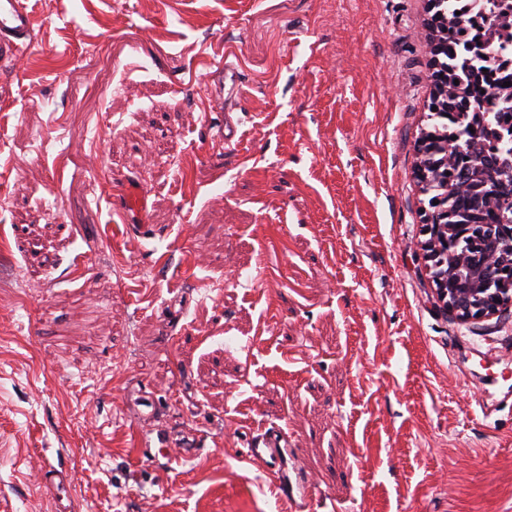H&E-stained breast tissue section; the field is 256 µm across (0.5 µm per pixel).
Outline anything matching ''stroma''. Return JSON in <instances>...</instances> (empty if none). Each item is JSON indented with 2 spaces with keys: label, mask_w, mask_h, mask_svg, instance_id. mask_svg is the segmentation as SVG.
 Here are the masks:
<instances>
[{
  "label": "stroma",
  "mask_w": 512,
  "mask_h": 512,
  "mask_svg": "<svg viewBox=\"0 0 512 512\" xmlns=\"http://www.w3.org/2000/svg\"><path fill=\"white\" fill-rule=\"evenodd\" d=\"M24 2L0 242L35 286L0 300V512H55L46 466L71 512H297L238 459L258 427L314 512H512V318L446 315L422 248L428 0ZM212 71L209 73V79L214 84L216 93L222 98L224 102V92L226 91L227 83L230 82L228 93L232 95L237 87L238 73L232 63L219 61L211 66ZM123 200L128 222L133 220L142 222L146 215L144 193L142 188L132 187L127 184ZM40 484L44 494L59 505L69 495L71 486L67 472L53 469L44 471Z\"/></svg>",
  "instance_id": "35a3bbf8"
}]
</instances>
